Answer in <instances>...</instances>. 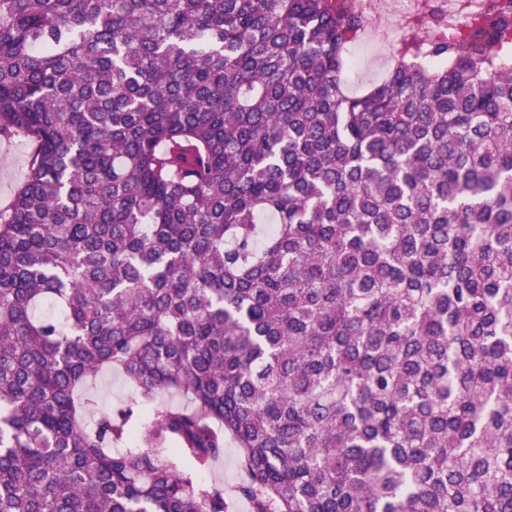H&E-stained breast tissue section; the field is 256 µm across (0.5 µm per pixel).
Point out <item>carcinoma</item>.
<instances>
[{
    "label": "carcinoma",
    "instance_id": "obj_1",
    "mask_svg": "<svg viewBox=\"0 0 512 512\" xmlns=\"http://www.w3.org/2000/svg\"><path fill=\"white\" fill-rule=\"evenodd\" d=\"M0 0V512H512V3ZM112 366L163 406L91 419ZM363 1L366 27L350 48L352 65L343 77L344 88L349 93H363L372 83L385 76L400 47L399 40L404 31L414 29L419 33L414 25L418 4L406 18L397 16L405 15L414 4L413 0H393L395 13L391 0ZM33 143L24 137H0V209L9 205L15 190L24 180ZM198 477L202 480H219L224 483V490L231 506L229 512H250L249 503L235 493V488L242 481L244 474L240 452L232 437H225L224 457L209 468L199 470Z\"/></svg>",
    "mask_w": 512,
    "mask_h": 512
}]
</instances>
